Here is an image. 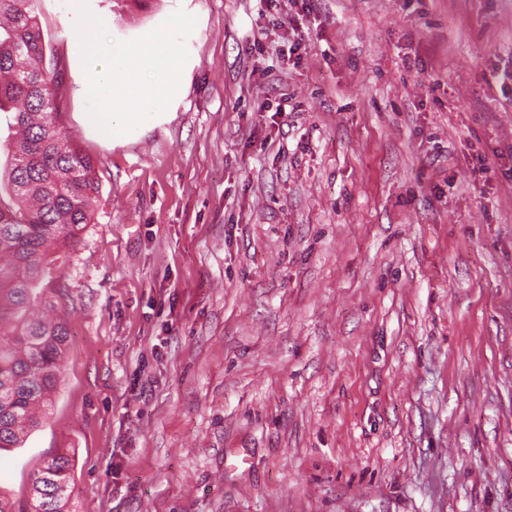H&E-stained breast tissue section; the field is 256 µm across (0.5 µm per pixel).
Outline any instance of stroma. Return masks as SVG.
Wrapping results in <instances>:
<instances>
[{
	"instance_id": "35a3bbf8",
	"label": "stroma",
	"mask_w": 512,
	"mask_h": 512,
	"mask_svg": "<svg viewBox=\"0 0 512 512\" xmlns=\"http://www.w3.org/2000/svg\"><path fill=\"white\" fill-rule=\"evenodd\" d=\"M89 6L119 40L195 16L188 77L113 140L35 4L101 188L52 263L53 405L0 492L25 506L67 452L77 512H512V0Z\"/></svg>"
}]
</instances>
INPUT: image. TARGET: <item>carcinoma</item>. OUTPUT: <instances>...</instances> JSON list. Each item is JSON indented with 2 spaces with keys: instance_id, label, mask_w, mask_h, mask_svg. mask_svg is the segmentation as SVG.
Returning a JSON list of instances; mask_svg holds the SVG:
<instances>
[{
  "instance_id": "cac0c4a2",
  "label": "carcinoma",
  "mask_w": 512,
  "mask_h": 512,
  "mask_svg": "<svg viewBox=\"0 0 512 512\" xmlns=\"http://www.w3.org/2000/svg\"><path fill=\"white\" fill-rule=\"evenodd\" d=\"M35 0H0V112L18 139L0 172V450L20 448L47 418L69 345L63 314L43 295L49 249L74 248L100 192L93 159L57 124L59 78L44 70ZM74 460L59 453L31 477L25 512H76Z\"/></svg>"
}]
</instances>
